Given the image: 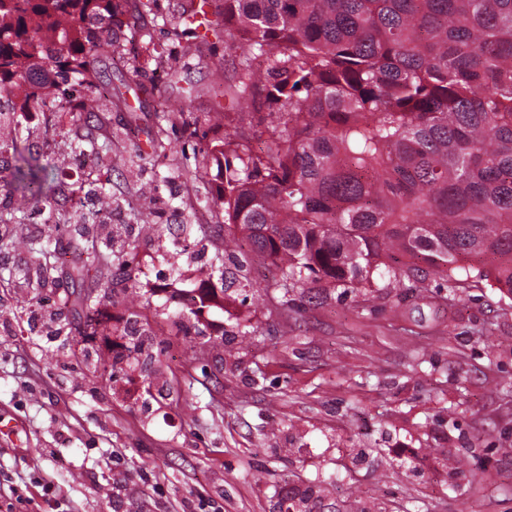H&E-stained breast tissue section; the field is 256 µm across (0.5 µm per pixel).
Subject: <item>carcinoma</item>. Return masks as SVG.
<instances>
[{"label":"carcinoma","instance_id":"1","mask_svg":"<svg viewBox=\"0 0 512 512\" xmlns=\"http://www.w3.org/2000/svg\"><path fill=\"white\" fill-rule=\"evenodd\" d=\"M126 0H0V93L25 75L27 107L40 91L73 78L85 88L77 112L106 93L93 59L112 56L101 36ZM184 33L224 38L235 53L224 82V119L242 103L270 131L266 151L231 123L209 136L192 124L183 167H216L221 181L204 196L224 212V250H215L218 289L201 292L194 317L217 298L258 292L254 257L280 272L265 284L288 310L298 290L342 288L362 294L396 281L455 298L485 283L512 298V0H187ZM57 153L112 159V137L83 129ZM171 141L160 126L149 156ZM0 132L11 155L15 200L0 225L26 224L49 209L48 223L105 225L112 193L94 191L97 208L55 206L50 161L28 155ZM491 254L497 263L488 266ZM112 264V242L79 260L70 279L93 278L103 293L68 308L78 335H98L99 307L127 288ZM326 488L286 486L273 512H321Z\"/></svg>","mask_w":512,"mask_h":512}]
</instances>
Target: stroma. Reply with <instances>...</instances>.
<instances>
[{
  "label": "stroma",
  "mask_w": 512,
  "mask_h": 512,
  "mask_svg": "<svg viewBox=\"0 0 512 512\" xmlns=\"http://www.w3.org/2000/svg\"><path fill=\"white\" fill-rule=\"evenodd\" d=\"M181 3L129 0L111 57L94 62L112 90L111 225L73 237L36 212L4 231L14 244L0 249V414L20 422L23 444H0V512H272L285 484L333 476L344 512H512V299L483 284L448 302L394 283L373 290L368 310L330 288L285 311L261 291L176 326L178 307L151 294L156 278L189 283L224 241L223 212L195 203L209 175L147 156L158 115L216 129L215 92L231 74L222 40L183 35ZM157 172L168 183L142 196ZM131 204L169 229L128 223ZM115 223L140 261L133 290L101 309L86 357L44 303L70 297L68 279L17 306L42 262L26 243L83 256ZM185 236L205 250L174 275L168 252ZM133 312L159 364L103 370ZM231 327L239 335L225 337ZM455 456L467 460L459 474Z\"/></svg>",
  "instance_id": "obj_1"
}]
</instances>
